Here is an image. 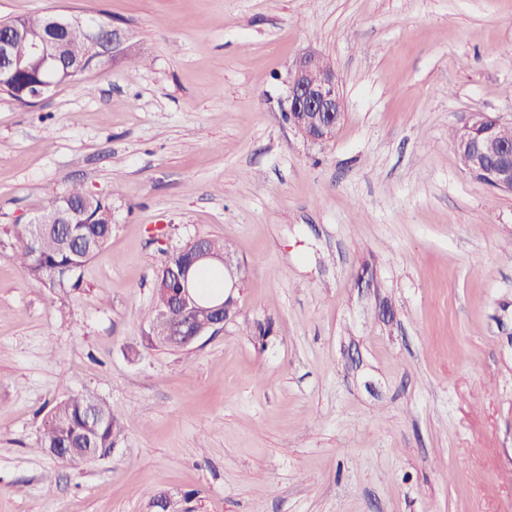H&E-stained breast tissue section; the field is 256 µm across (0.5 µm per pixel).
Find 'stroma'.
I'll use <instances>...</instances> for the list:
<instances>
[{"instance_id":"stroma-1","label":"stroma","mask_w":512,"mask_h":512,"mask_svg":"<svg viewBox=\"0 0 512 512\" xmlns=\"http://www.w3.org/2000/svg\"><path fill=\"white\" fill-rule=\"evenodd\" d=\"M49 10L120 24L145 65L0 94V512H512V193L452 139L512 123V0H0ZM310 47L346 101L321 145L281 111ZM74 182L113 230L60 297L7 230ZM203 236L249 270L239 312L158 347L157 274ZM74 393L124 424L78 467L40 449Z\"/></svg>"}]
</instances>
